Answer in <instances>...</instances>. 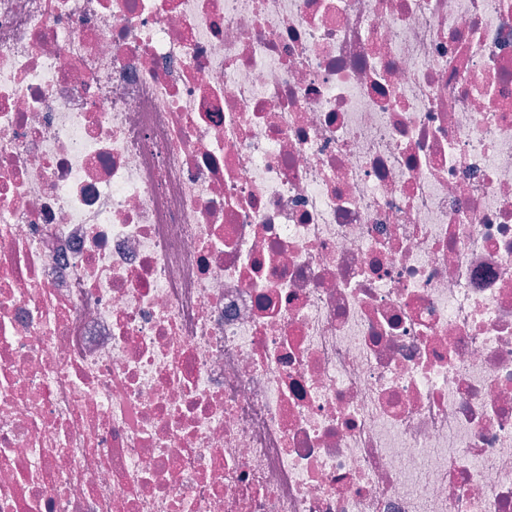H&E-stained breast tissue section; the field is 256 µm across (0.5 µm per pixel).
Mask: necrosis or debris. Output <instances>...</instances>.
<instances>
[{
	"mask_svg": "<svg viewBox=\"0 0 512 512\" xmlns=\"http://www.w3.org/2000/svg\"><path fill=\"white\" fill-rule=\"evenodd\" d=\"M0 512H512V0H0Z\"/></svg>",
	"mask_w": 512,
	"mask_h": 512,
	"instance_id": "4bbe7bcc",
	"label": "necrosis or debris"
}]
</instances>
